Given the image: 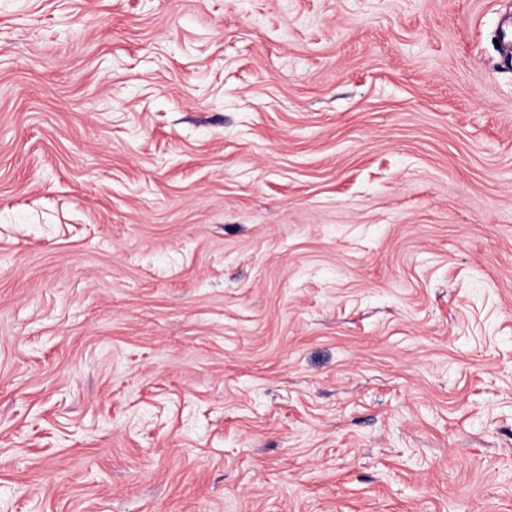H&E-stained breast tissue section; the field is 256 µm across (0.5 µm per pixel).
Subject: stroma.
Masks as SVG:
<instances>
[{
	"label": "stroma",
	"mask_w": 512,
	"mask_h": 512,
	"mask_svg": "<svg viewBox=\"0 0 512 512\" xmlns=\"http://www.w3.org/2000/svg\"><path fill=\"white\" fill-rule=\"evenodd\" d=\"M512 0H0V512H512Z\"/></svg>",
	"instance_id": "stroma-1"
}]
</instances>
